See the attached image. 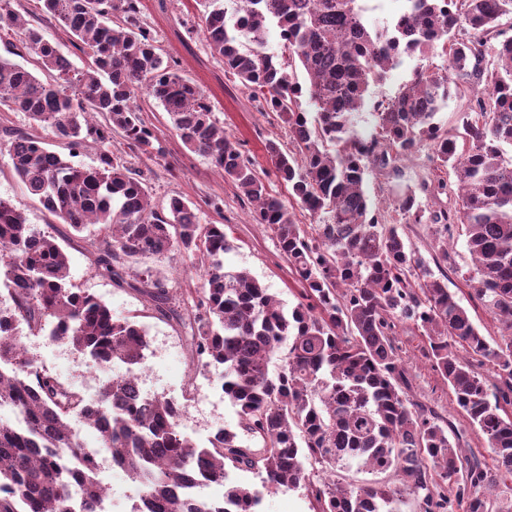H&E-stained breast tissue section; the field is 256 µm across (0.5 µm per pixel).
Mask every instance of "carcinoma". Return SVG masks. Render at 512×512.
<instances>
[{"mask_svg":"<svg viewBox=\"0 0 512 512\" xmlns=\"http://www.w3.org/2000/svg\"><path fill=\"white\" fill-rule=\"evenodd\" d=\"M91 63L78 68L45 32L0 0V35H15L54 75L38 79L0 57V106L23 112L66 144L69 157L16 131L9 164L28 193L96 255L98 272L149 298L162 317L189 330L191 358L223 368L224 397L238 427L260 440L242 445L226 428L200 446L180 428L178 406L153 395L129 403L121 374L100 385V409L89 414L82 391L34 368L17 339L55 325L62 343L102 365H140L149 347L135 321L114 315L74 287L69 258L56 238L35 231L0 197V278L17 284L0 308V512H71L72 494L90 506L100 492L97 459L82 451L73 418H103L101 449L139 487L146 512H257L264 493L303 489L313 512H512V39L495 47L499 19L512 0H404L390 24L369 27L362 0H202L200 31L224 74L264 100L288 125V148L266 152L288 199L272 194L254 164L224 135L199 86L164 61L141 24L139 0H37ZM279 29L278 50L267 31ZM443 59L417 70L392 96L374 102L379 135L352 133L372 88L402 55ZM493 60H487L488 54ZM308 76L302 86L297 68ZM485 85L457 142L439 133L435 115L459 82ZM158 101L183 144L207 157L256 203L253 219L276 235L302 285L287 309L249 271L229 267L224 228L203 224L194 205L171 197L157 209L139 174L112 153V139L143 149L152 132L139 116L137 92ZM308 94L313 111L301 108ZM432 142L437 170H454L461 207L426 212L413 191L392 212L370 208L368 165L395 169L421 140ZM93 144L94 165L71 158ZM312 217L309 229L295 207ZM430 224L438 260L448 263V236L465 226L473 266L462 275L476 300L504 325L483 335L468 310L405 245L401 224ZM178 252L204 270L202 294L186 303L161 273L133 262ZM423 330L424 356L448 385L466 426L410 398L399 328ZM288 349L272 370L273 355ZM482 438L492 455L470 446ZM381 479L342 487L338 465ZM261 475V487L229 481V469ZM199 478L224 486L218 502L177 489Z\"/></svg>","mask_w":512,"mask_h":512,"instance_id":"obj_1","label":"carcinoma"}]
</instances>
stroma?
Instances as JSON below:
<instances>
[{
    "label": "stroma",
    "mask_w": 512,
    "mask_h": 512,
    "mask_svg": "<svg viewBox=\"0 0 512 512\" xmlns=\"http://www.w3.org/2000/svg\"><path fill=\"white\" fill-rule=\"evenodd\" d=\"M140 10L141 20L158 41L165 60L204 91L213 106L216 121L245 155L252 158L272 193L287 196L288 188L277 178L265 145L271 140L287 144L288 126L268 111L263 99L251 97L241 85L225 78L223 63L212 55L199 29L204 11L200 0H140ZM136 102L142 119L153 132L151 143L146 149L133 151L117 138L112 142L113 152L140 171L156 207H165L170 197L180 195L193 202L203 223L223 225L235 245L234 251L226 257L227 263L247 269L285 307H293L297 302V284L287 259L279 250L275 234L253 221L252 205L238 196L233 184L224 180L206 157L184 147L161 105L142 94ZM7 128L32 133L55 151L66 150L65 144L54 139L50 130L31 125L24 113L0 112V197L9 199L37 231L57 239L68 254L71 280L77 287L106 302L117 315L135 320L145 329L150 343L165 339L177 346L178 357L159 356L151 363L154 374L161 379L154 388L155 393L177 398L179 405L209 411L208 403L182 393L186 377L193 372L185 330L176 322L158 318L138 292L117 287L110 279L96 274L94 256L85 241L70 235L67 225L48 214L11 170L3 135ZM433 169V148L427 140L419 142L397 169H369L366 190L373 208L382 212L391 209L396 196L410 189L416 190L418 200L428 209L458 208V198L423 190L422 184L431 178ZM448 251L455 264L454 271L448 274L449 290L470 311L481 333L499 335L500 324L473 301L470 287L461 278L462 272L472 265L462 232H454L449 237ZM142 265L162 272L172 291L187 298L199 296L204 273L192 268L178 253L148 258ZM399 342L412 379L413 398L438 407L444 414L458 416L447 385L422 355L420 331L401 329Z\"/></svg>",
    "instance_id": "35a3bbf8"
}]
</instances>
